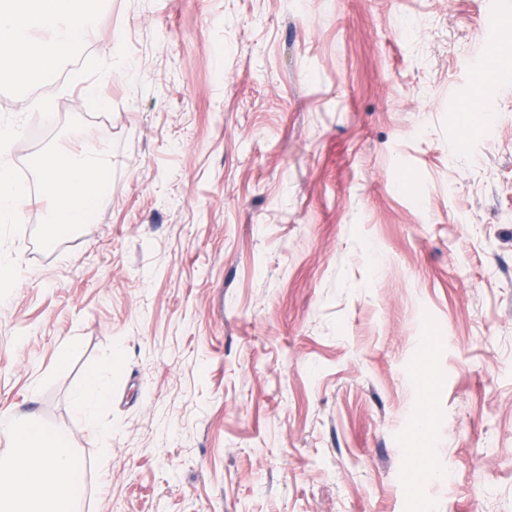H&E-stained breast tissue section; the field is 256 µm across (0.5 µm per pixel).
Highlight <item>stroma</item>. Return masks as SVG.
<instances>
[{"mask_svg": "<svg viewBox=\"0 0 512 512\" xmlns=\"http://www.w3.org/2000/svg\"><path fill=\"white\" fill-rule=\"evenodd\" d=\"M94 8L0 86L49 120L30 194L55 141L112 155L95 219L0 237V412L68 430L77 512H512V5ZM103 367L108 439L71 406Z\"/></svg>", "mask_w": 512, "mask_h": 512, "instance_id": "stroma-1", "label": "stroma"}]
</instances>
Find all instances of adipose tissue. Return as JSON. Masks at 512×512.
<instances>
[{
    "label": "adipose tissue",
    "instance_id": "ef3b65f1",
    "mask_svg": "<svg viewBox=\"0 0 512 512\" xmlns=\"http://www.w3.org/2000/svg\"><path fill=\"white\" fill-rule=\"evenodd\" d=\"M90 0H0V79L26 97L32 76L60 68L94 32ZM109 148L87 143L59 146L40 170V199L53 227L66 232L87 223L90 201L105 198ZM112 391L103 373H92L72 397V409L88 428L111 435L100 422ZM86 483L69 434L44 430L38 422L0 412V512H76Z\"/></svg>",
    "mask_w": 512,
    "mask_h": 512
}]
</instances>
